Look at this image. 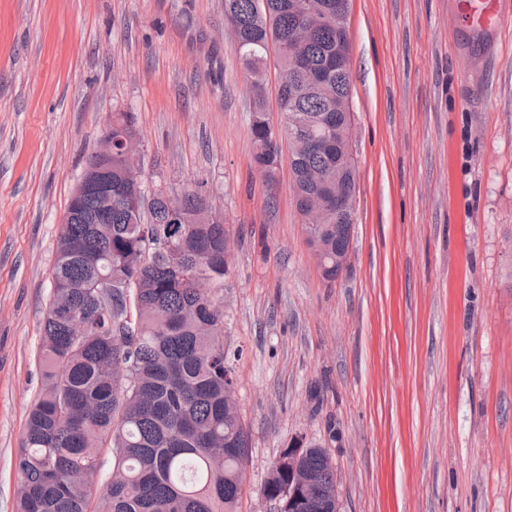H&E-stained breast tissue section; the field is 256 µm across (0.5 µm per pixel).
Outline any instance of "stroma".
<instances>
[{"label":"stroma","mask_w":512,"mask_h":512,"mask_svg":"<svg viewBox=\"0 0 512 512\" xmlns=\"http://www.w3.org/2000/svg\"><path fill=\"white\" fill-rule=\"evenodd\" d=\"M453 2H351L357 222L329 281L289 157L254 168L224 0H0V512L60 222L116 112L147 187L198 183L228 232L238 512H276L265 481L299 443L326 448L341 512H512V14L478 40Z\"/></svg>","instance_id":"obj_1"}]
</instances>
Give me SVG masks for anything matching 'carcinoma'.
<instances>
[{"label":"carcinoma","mask_w":512,"mask_h":512,"mask_svg":"<svg viewBox=\"0 0 512 512\" xmlns=\"http://www.w3.org/2000/svg\"><path fill=\"white\" fill-rule=\"evenodd\" d=\"M293 0H224L236 24L234 48L251 77L252 140L267 150L253 155L262 175L274 177L278 146L271 141L261 66L269 46L290 45L299 17ZM351 52L350 39L334 25L320 26L294 53L278 54L325 68L336 94L351 91L350 68L336 73V47ZM280 111L324 116L326 132L349 122L348 110L327 90L305 85L293 99L277 89ZM138 135L129 112L112 118V197L103 224L92 195L72 198L70 223L61 225L52 269L43 335L38 346L42 383L26 425L16 468V512H237L244 489L250 432L231 402L233 364L224 350V310L200 296V276L217 288L228 273L224 225L206 223L208 199L187 185L168 195L159 190L142 211L128 184L123 141ZM336 172V145L292 161L298 211L318 188L305 175ZM352 227L331 222V254L349 250ZM112 280L136 287L137 306L125 338L122 313L102 305L90 285ZM85 321L71 335L70 315ZM270 491L288 486V449ZM323 489L336 487L334 467L317 454L307 459ZM108 471L93 496L86 479Z\"/></svg>","instance_id":"obj_1"}]
</instances>
